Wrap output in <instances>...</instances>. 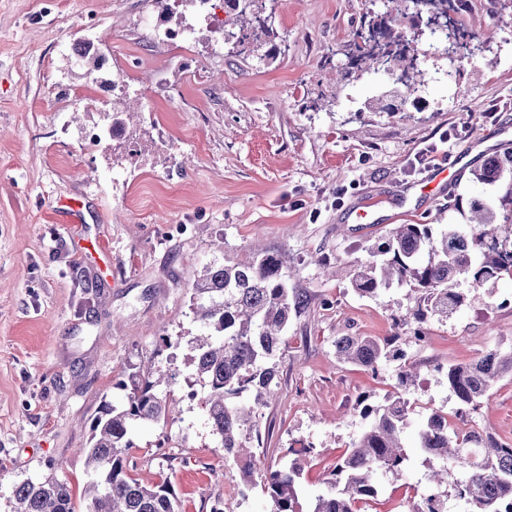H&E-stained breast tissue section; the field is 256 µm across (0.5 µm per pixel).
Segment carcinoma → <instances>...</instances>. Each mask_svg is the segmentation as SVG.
Masks as SVG:
<instances>
[{"instance_id": "cac0c4a2", "label": "carcinoma", "mask_w": 512, "mask_h": 512, "mask_svg": "<svg viewBox=\"0 0 512 512\" xmlns=\"http://www.w3.org/2000/svg\"><path fill=\"white\" fill-rule=\"evenodd\" d=\"M389 2L393 7L383 23V51L394 82L412 95L421 85L414 49L421 33L393 34L390 24L408 16L398 4L408 0ZM262 9L259 0H253L252 20L247 12L238 11L243 20L237 35L240 45L250 38L253 21L262 34H270L259 17ZM371 21L363 15L348 41L358 68L366 62L372 68L376 65L375 53L362 40L363 29ZM101 59L86 42L77 68L93 81ZM473 175L481 183L504 187L497 204L471 200L468 231L444 226L435 234L429 224L396 225L355 273L353 284L360 295L373 296L395 283L413 286L427 300L426 310L412 314L422 324L429 314L446 318L465 305V296L455 288L459 279L478 288L492 279L512 276V237L499 233L502 226L512 225V148L489 158ZM285 268V256L270 253L248 263L204 268L191 286L194 321L204 330V337L196 340L190 378L206 389L208 421L225 455L244 460L242 485L261 482L271 501L270 512H358L360 500L377 497L379 474L398 473L408 462L403 439L410 426L409 402L399 395L382 405L362 408L365 426L361 434L336 462L325 491L314 497L308 510L299 507L301 468L297 461L275 468L255 467L251 448L258 408L276 394L284 332L299 308L289 291ZM336 357L375 372L382 361L401 359L403 353L368 336H338ZM445 376L457 399L475 408L489 398L499 380L512 377V350L505 355L494 350L474 362L451 365ZM178 377L173 371H138L118 382L126 391L122 404L102 399L90 424L89 442L82 449L88 475L84 512H179L168 482L143 485L128 474V453L134 447L132 427L167 422L172 403L160 386L175 384ZM467 441L468 436L455 424L443 422L440 411L431 412L416 429V447L429 464L430 477L456 489L459 498L471 506L468 512H512V445L490 440L482 448H468ZM9 512L77 510L67 486L48 478L18 486Z\"/></svg>"}]
</instances>
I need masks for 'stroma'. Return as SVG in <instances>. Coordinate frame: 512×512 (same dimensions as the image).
<instances>
[{"mask_svg":"<svg viewBox=\"0 0 512 512\" xmlns=\"http://www.w3.org/2000/svg\"><path fill=\"white\" fill-rule=\"evenodd\" d=\"M264 2L271 35L236 56L184 0H0V512L18 485L50 475L81 499L92 418L102 399L123 402L121 375L150 365L181 380L167 390V424L134 425L131 475L170 481L182 512H210L218 499L231 512H269L261 486L240 494L238 465L184 382L201 332L189 291L209 264L261 251L287 258L301 305L285 332L278 395L258 409V453L266 464L299 460L305 499L359 437L360 399L377 405L399 392L413 421L434 410L452 417L460 403L434 367L512 349L509 276L479 288L459 281L466 304L429 319V343L400 341L419 370L406 388L399 362L373 372L339 363L334 347L346 334L391 338L395 319L422 307L406 285L373 297L352 286L395 225H463L471 199L496 202L499 189L469 174L485 161L477 153L449 197L411 188L428 173L421 151L496 145L512 127V9L462 0L457 25L490 36L488 48L452 76L448 59L419 42L426 83L390 113L389 76L340 81L321 64L363 13L379 11L375 0ZM174 10L194 39H149L148 25L166 28ZM86 39L111 61L99 82L135 89L132 122L115 125L121 100L95 105L97 84L71 70ZM366 205L375 223H356ZM467 417L469 447L512 441V380ZM408 455L402 475L380 476L369 512H410L429 468L419 449Z\"/></svg>","mask_w":512,"mask_h":512,"instance_id":"stroma-1","label":"stroma"}]
</instances>
